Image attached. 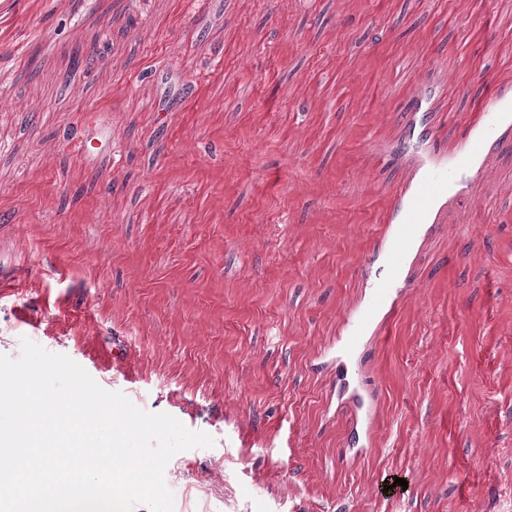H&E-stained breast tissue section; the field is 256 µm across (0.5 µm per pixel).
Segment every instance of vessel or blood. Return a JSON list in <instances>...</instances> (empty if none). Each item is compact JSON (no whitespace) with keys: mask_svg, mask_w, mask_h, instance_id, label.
Returning a JSON list of instances; mask_svg holds the SVG:
<instances>
[{"mask_svg":"<svg viewBox=\"0 0 512 512\" xmlns=\"http://www.w3.org/2000/svg\"><path fill=\"white\" fill-rule=\"evenodd\" d=\"M454 81L436 68L420 71L414 79L413 110L397 113L404 126L419 114L436 113ZM481 120L457 140L452 149L433 148L406 158L402 186L381 215V226L367 252L370 275L356 304L345 309L338 350L354 356L381 333L406 296L410 274L426 237L446 223L474 185L494 178L491 158L498 145L512 140V80L495 83L479 104Z\"/></svg>","mask_w":512,"mask_h":512,"instance_id":"obj_1","label":"vessel or blood"}]
</instances>
